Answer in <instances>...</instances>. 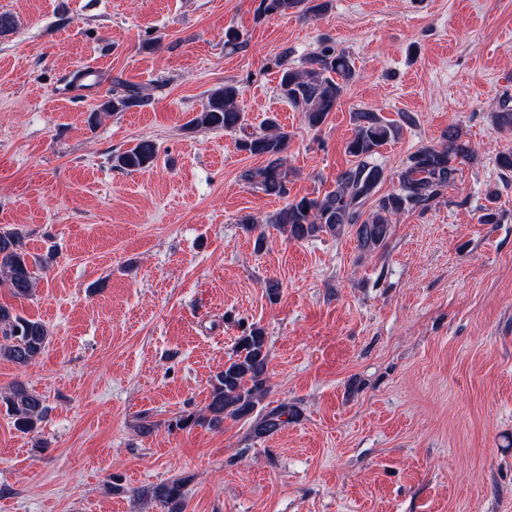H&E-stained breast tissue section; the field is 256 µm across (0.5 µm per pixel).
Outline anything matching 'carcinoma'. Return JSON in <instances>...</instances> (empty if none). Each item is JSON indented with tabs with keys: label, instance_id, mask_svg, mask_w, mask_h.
Masks as SVG:
<instances>
[{
	"label": "carcinoma",
	"instance_id": "cac0c4a2",
	"mask_svg": "<svg viewBox=\"0 0 512 512\" xmlns=\"http://www.w3.org/2000/svg\"><path fill=\"white\" fill-rule=\"evenodd\" d=\"M327 7L322 0H260L259 16L282 15L300 9L318 13ZM281 76L279 93L298 111L308 124L325 123L345 89L355 76L354 65L343 50L324 43L320 51L296 68L290 62L289 50L277 59ZM238 88L225 84L213 91L193 124L216 131L233 132L243 125L244 115L237 103ZM145 98L144 88L117 83L112 99L104 103L107 112H123ZM355 133L346 143L353 164L341 171L335 188L321 198L302 197L288 202L271 216L268 223L279 226L295 240H309L322 233L340 235L345 227L354 230L357 246L372 251L382 246L389 226L400 215L424 208L454 185L460 172L458 165L477 159L476 151L462 138L457 127L450 125L440 145H425L409 154L397 173V188L376 196L378 186L387 178L384 169L372 161L379 148L396 137L399 128L384 121L378 113L365 110L353 113ZM237 149L267 158L265 166L245 174L246 180L268 195L288 196V169L285 152L288 133L274 119H269L262 132L236 141ZM156 154L155 143L143 139L115 156L116 166L129 172L147 169ZM374 201L369 213L363 208ZM39 260L30 255L20 235L0 229V282L10 288L14 297H28L35 286L34 267ZM49 345L46 325L0 306V358L25 367L37 359ZM267 350L264 332L251 329L236 343V357L224 364L215 375L207 413L183 415L175 426H208L216 428L224 419L242 418L252 413L256 401L265 392ZM6 408L16 430L24 434L37 432L45 414L44 399L21 384L0 392V408ZM295 411L281 404L265 412L253 426L254 434H272L288 424ZM167 512H185L183 485L176 480L147 491Z\"/></svg>",
	"mask_w": 512,
	"mask_h": 512
}]
</instances>
